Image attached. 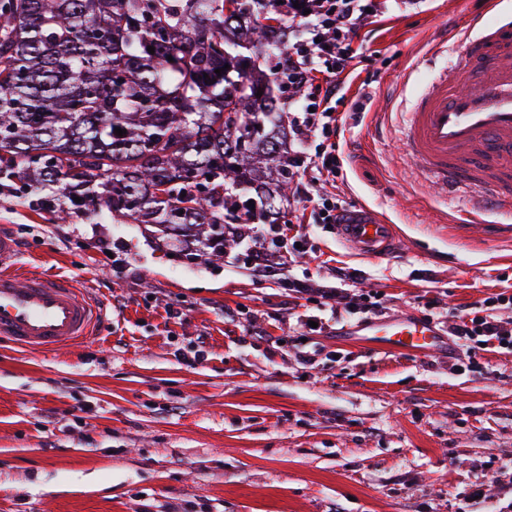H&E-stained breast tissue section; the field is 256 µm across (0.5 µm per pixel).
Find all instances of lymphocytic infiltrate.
I'll use <instances>...</instances> for the list:
<instances>
[{"label": "lymphocytic infiltrate", "mask_w": 512, "mask_h": 512, "mask_svg": "<svg viewBox=\"0 0 512 512\" xmlns=\"http://www.w3.org/2000/svg\"><path fill=\"white\" fill-rule=\"evenodd\" d=\"M277 11L304 28L302 37L278 57L276 69L282 75L289 98L297 110L288 118L293 149L288 168L303 186L306 202L321 208L322 223H341L345 211L335 199L317 195L318 184L336 174L334 137L342 118L336 112L344 97L346 83L364 59L354 39L360 29L377 23L387 14L407 7V0H274ZM313 152H306V144ZM362 270L342 268L337 278L344 288L338 297L344 310L362 318L383 312L381 294L359 293L355 286ZM454 344L475 359L483 345L497 344L512 351V316L459 318L448 327Z\"/></svg>", "instance_id": "1"}]
</instances>
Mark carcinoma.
<instances>
[{"label": "carcinoma", "instance_id": "cac0c4a2", "mask_svg": "<svg viewBox=\"0 0 512 512\" xmlns=\"http://www.w3.org/2000/svg\"><path fill=\"white\" fill-rule=\"evenodd\" d=\"M287 51L271 0H0V180L222 263L235 225L288 208L284 85L260 62Z\"/></svg>", "mask_w": 512, "mask_h": 512}]
</instances>
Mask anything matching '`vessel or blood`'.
I'll list each match as a JSON object with an SVG mask.
<instances>
[{"label":"vessel or blood","mask_w":512,"mask_h":512,"mask_svg":"<svg viewBox=\"0 0 512 512\" xmlns=\"http://www.w3.org/2000/svg\"><path fill=\"white\" fill-rule=\"evenodd\" d=\"M430 54L447 53L448 66L403 113L400 142L422 185L466 201L458 221L481 228L487 212L512 216V13L489 21L486 13L462 16L437 37ZM341 242L378 258L400 244L394 225L365 209L337 225ZM17 245L0 234V339L44 351L87 339L101 315L72 281L13 271ZM355 339L387 351L432 354L445 347L434 322L400 315L351 328Z\"/></svg>","instance_id":"obj_1"}]
</instances>
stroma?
Wrapping results in <instances>:
<instances>
[{
    "label": "stroma",
    "instance_id": "obj_1",
    "mask_svg": "<svg viewBox=\"0 0 512 512\" xmlns=\"http://www.w3.org/2000/svg\"><path fill=\"white\" fill-rule=\"evenodd\" d=\"M486 7L418 0L358 33L365 59L337 110L364 117L337 136L324 192L395 224L391 255L359 258L311 205L304 253H277L271 276L246 245L217 264L174 257L144 225L108 213L59 224L0 183V229L16 238L22 272L68 278L104 312L69 347L0 343V512H506L512 353H483L462 374L448 351L349 341V319L300 347L298 317L329 313L288 290L303 280L335 291L337 268L355 267L390 315L443 329L512 294V241L497 230L512 218L488 215L477 236L454 224L459 202L420 189L393 117L426 81L435 34Z\"/></svg>",
    "mask_w": 512,
    "mask_h": 512
}]
</instances>
